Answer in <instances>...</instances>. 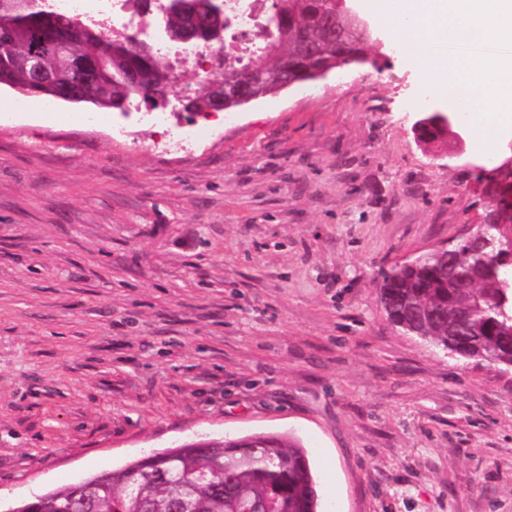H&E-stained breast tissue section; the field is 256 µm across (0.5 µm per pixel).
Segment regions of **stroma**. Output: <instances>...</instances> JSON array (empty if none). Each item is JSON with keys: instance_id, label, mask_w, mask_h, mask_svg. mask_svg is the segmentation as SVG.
Wrapping results in <instances>:
<instances>
[{"instance_id": "1", "label": "stroma", "mask_w": 512, "mask_h": 512, "mask_svg": "<svg viewBox=\"0 0 512 512\" xmlns=\"http://www.w3.org/2000/svg\"><path fill=\"white\" fill-rule=\"evenodd\" d=\"M350 65L167 149L153 103L0 112V504L193 439L279 433L322 512H512V370L396 328L385 272L473 233L492 159L418 142L426 81ZM166 125V126H167Z\"/></svg>"}]
</instances>
